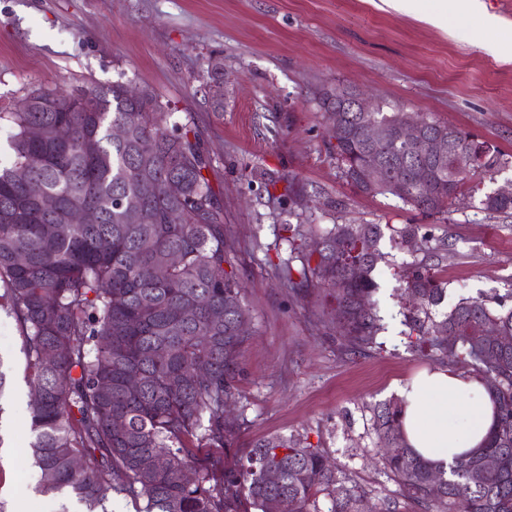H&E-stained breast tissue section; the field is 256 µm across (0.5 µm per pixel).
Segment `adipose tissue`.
<instances>
[{"instance_id": "1", "label": "adipose tissue", "mask_w": 512, "mask_h": 512, "mask_svg": "<svg viewBox=\"0 0 512 512\" xmlns=\"http://www.w3.org/2000/svg\"><path fill=\"white\" fill-rule=\"evenodd\" d=\"M398 395L408 445L442 466L482 445L495 421L488 388L474 374L450 368L426 371L400 387Z\"/></svg>"}]
</instances>
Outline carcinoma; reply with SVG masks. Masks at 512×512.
I'll return each instance as SVG.
<instances>
[{
    "label": "carcinoma",
    "instance_id": "obj_1",
    "mask_svg": "<svg viewBox=\"0 0 512 512\" xmlns=\"http://www.w3.org/2000/svg\"><path fill=\"white\" fill-rule=\"evenodd\" d=\"M39 112H1L11 128L10 166L0 167V309L20 330L33 392L31 442L41 472L40 491L73 497L98 512L109 494L142 504L137 512H275L281 498L292 512H375L364 490L339 473L327 455L294 437L257 441L246 463L226 471L224 443L234 426L224 422V401L235 395L239 356L248 320L243 287L230 263L223 213L207 172L210 164L188 125L167 126L168 113L148 91L131 99L127 86L76 87L70 92L34 88ZM327 149L347 180L368 192L361 168L369 150L356 129V113L332 112ZM426 133L448 138V154L419 158L396 138L377 145L380 161L402 184L398 198L429 215L448 213L449 201L468 176L507 161L487 143L455 126L422 118ZM130 127L125 141L112 126ZM38 129V139L30 137ZM38 181L42 193L29 192ZM176 181L179 196L167 190ZM489 214L512 213V196L480 199ZM148 216L130 224L127 210ZM97 214L75 224L77 211ZM376 224H338L319 249L301 260L300 274L333 290L353 353L379 348V318L372 302V272L380 257ZM398 244L440 262L448 243L418 235L407 224ZM177 252L181 262L165 279L154 275L158 257ZM404 288L418 296L406 315L413 355L438 356L474 371L490 386L496 420L485 442L455 457L446 469L406 443L401 402L383 403L375 415L377 447L402 497L422 512H512V343L487 344L490 326L512 337V307L492 309L464 298L439 315L445 282L429 265L405 271ZM135 373L140 384L125 385ZM125 428H112L114 418ZM499 466L479 481L483 457ZM192 467L194 481L182 475ZM281 472L270 485L265 470Z\"/></svg>",
    "mask_w": 512,
    "mask_h": 512
}]
</instances>
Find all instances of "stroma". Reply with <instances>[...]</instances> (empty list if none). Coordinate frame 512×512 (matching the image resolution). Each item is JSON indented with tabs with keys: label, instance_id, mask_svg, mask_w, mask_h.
<instances>
[{
	"label": "stroma",
	"instance_id": "35a3bbf8",
	"mask_svg": "<svg viewBox=\"0 0 512 512\" xmlns=\"http://www.w3.org/2000/svg\"><path fill=\"white\" fill-rule=\"evenodd\" d=\"M483 5L496 28L462 12L429 23L381 0H0V112L34 88L120 81L156 95L210 159L207 176L250 314L231 406L240 429L224 447L225 467L258 440L292 435L326 452L375 506L419 512L399 496L373 430L374 407L436 366L407 350L400 275L416 257L399 247L397 228L415 224L447 239L435 272L449 304L512 300V215L482 211L472 190L512 189V0ZM217 62L220 112L202 86ZM328 85L431 114L511 165L465 181L444 220L364 194L326 149L328 115L316 99ZM338 224L380 228L381 345L356 355L323 292L292 287L283 271L292 248L311 253ZM0 371V512H17L22 501L30 512H82L75 499L38 491L29 370L17 324L2 311Z\"/></svg>",
	"mask_w": 512,
	"mask_h": 512
}]
</instances>
